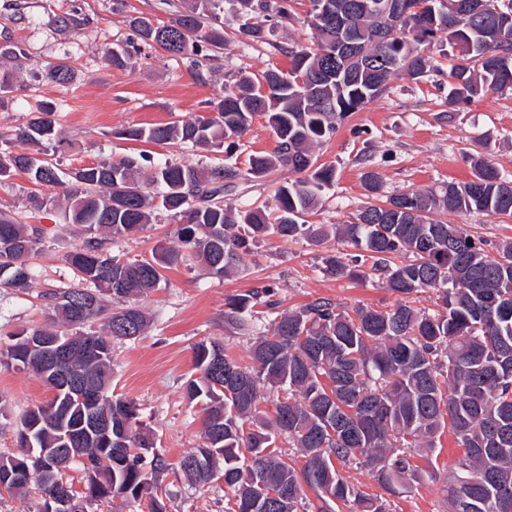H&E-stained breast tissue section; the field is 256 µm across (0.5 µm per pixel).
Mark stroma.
I'll return each mask as SVG.
<instances>
[{
    "instance_id": "1",
    "label": "stroma",
    "mask_w": 512,
    "mask_h": 512,
    "mask_svg": "<svg viewBox=\"0 0 512 512\" xmlns=\"http://www.w3.org/2000/svg\"><path fill=\"white\" fill-rule=\"evenodd\" d=\"M113 0H0V44L17 45L21 52L7 60L13 90L0 103V132L21 126L38 102L55 108L56 127L66 146L56 158L70 171L109 156L121 159L148 151L155 158L211 165L223 163L220 152L203 154L175 142L143 145L116 138L115 130L131 126L165 124L209 113L212 102L224 94V85L238 71L255 74L268 68L289 69L288 47L309 43L306 23L309 0H294V20L272 28L267 43L243 46L231 31L238 19L233 0L224 2V29L229 37L218 60L191 65L156 46L138 45L125 69L112 68L106 48L128 43L129 15L141 13L166 21L181 10L185 0H125V13L112 10ZM74 15L83 26L60 27L59 17ZM437 67L428 80L416 83L391 78L381 96L353 113L317 154L320 162L334 165L336 181L327 189L317 210L307 217L312 224L349 221L367 200L362 162L374 160L385 194L424 188L448 181H467L471 159H491L512 179V90L474 99L455 116H447L441 103L448 91V60L432 49ZM67 61L73 78L67 85L46 81L45 65ZM282 169L258 182L240 183L224 199L275 207L279 184L291 179ZM34 186L27 175L15 172L0 183V211L30 214L32 224L44 231L32 258L37 277L31 288H0V348L22 329L48 324L44 293L73 284L75 275L65 256L83 235L78 227L59 224L54 209L28 213ZM442 221L457 225L488 246L512 241V218L482 213H445ZM175 221L159 213L152 224L135 236L112 243L113 253L129 259L150 255L159 243L175 244ZM353 246L332 239L320 246L303 240L270 237L243 255L239 270L229 277L209 274L195 262L166 270L157 290L142 305L152 317L147 332L117 345L112 365L115 395L134 400L150 427L155 446L170 463L200 441L203 412L188 403L182 383L193 371L194 348L202 341L223 344L238 361L249 359V337L224 324V302L235 294L268 287L280 309L289 310L327 298L353 308L389 309L398 295L384 288L377 276L358 281L336 279L323 271L329 254L355 255ZM52 397L50 389L31 372L0 363V454L17 448L16 423L27 408ZM463 450L451 432H444L437 448L418 464L425 476L411 488L390 497L392 512H448L447 479L458 469ZM163 484L167 512H224V483L195 487L175 475Z\"/></svg>"
}]
</instances>
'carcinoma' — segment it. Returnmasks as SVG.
Segmentation results:
<instances>
[{"label": "carcinoma", "instance_id": "1", "mask_svg": "<svg viewBox=\"0 0 512 512\" xmlns=\"http://www.w3.org/2000/svg\"><path fill=\"white\" fill-rule=\"evenodd\" d=\"M239 42L266 44L265 23L293 20L291 0H234ZM308 44L286 50L290 71H244L225 85L212 116L178 119L151 127L132 126L116 135L128 141H178L199 149L222 148L224 164L200 167L160 161L141 152L119 161L103 158L76 168L62 180L58 163L41 157L57 150L52 109L29 113L13 134L0 133V181L22 171L38 187L31 207L58 209L61 220L80 227L81 244L66 255L79 286L49 292L50 326L15 334L0 357L22 364L44 344L72 337L71 330L103 317L92 351L75 350L63 370L87 379L92 392H67L26 410L17 421L23 466L0 487L24 491L35 484L42 496L73 491L63 472L78 468L92 501L149 497L169 468L151 443L134 402L109 394L112 344L134 339L149 326L146 311L133 301L156 290L163 271L194 260L224 277L239 268L241 254L260 239H305L320 246L341 237L374 259L370 270L385 287L409 296L436 291L439 310L429 313L399 303L388 310L364 306L350 311L319 298L297 309L277 311L270 290L233 295L224 303V324L250 330L246 312L263 303L274 314L271 326L254 332L252 363L243 365L223 345L202 342L194 352L195 372L183 383L184 396L203 404L202 443L179 463L187 480L205 485L208 474L190 468L200 455L224 477V512H246L255 490L251 469L277 483L267 512H325L328 501L354 503L359 512H391L389 501L371 497L348 482L338 465L360 462L383 490L419 482L423 470L415 454L431 452L444 432L464 449L460 470L448 482L450 512H512V242L484 248L452 224L431 218L440 209L475 210L512 216V180L489 159L472 161V177L438 187L382 197L379 172L367 168L370 201L345 224H309L306 216L335 182L336 169L318 162L315 149L330 140L339 124L402 76L420 82L434 70L427 54L447 43L448 112H456L489 92L512 88V0H401L395 18L380 23L368 5L379 0H310ZM472 12L458 25L456 15ZM224 0H189L167 22L129 18L137 38L175 57L215 59L224 49ZM309 73L316 83L289 80V72ZM47 80L66 85L64 62L43 69ZM263 115L277 138L271 153L249 155L244 168L233 161L254 117ZM36 153H31V150ZM286 168L295 177L275 192L276 214L260 206L224 202L241 182L258 181ZM177 220V243L160 244L151 257L124 260L108 245L142 231L159 212ZM41 229L0 211V286L24 290L36 276L31 259ZM336 255L324 257V271L336 278L361 279L366 272ZM249 378L243 391L224 387L212 370L211 352ZM285 391L274 414L261 408L266 392ZM112 415L108 436L90 430L88 404ZM281 436L302 458L276 446ZM70 448L79 459L51 454ZM312 490L316 501L307 499Z\"/></svg>", "mask_w": 512, "mask_h": 512}]
</instances>
